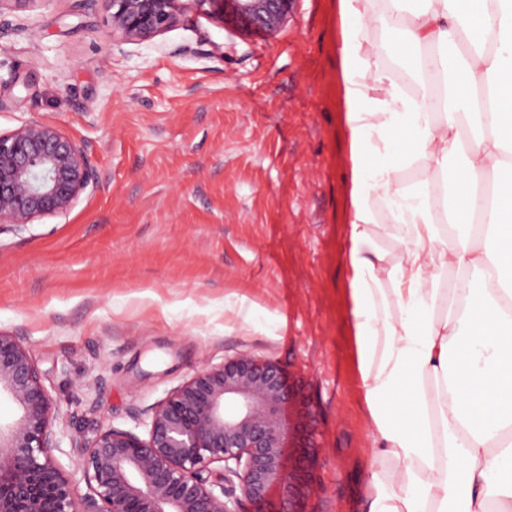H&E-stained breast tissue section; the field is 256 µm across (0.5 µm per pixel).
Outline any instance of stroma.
I'll list each match as a JSON object with an SVG mask.
<instances>
[{"label": "stroma", "mask_w": 512, "mask_h": 512, "mask_svg": "<svg viewBox=\"0 0 512 512\" xmlns=\"http://www.w3.org/2000/svg\"><path fill=\"white\" fill-rule=\"evenodd\" d=\"M10 18L0 131L38 113L84 140L102 177L68 216L0 232V332L56 402L57 467L87 494L71 439L146 435L171 390L250 353L315 407L307 512H368L336 0H295L274 33L192 8L120 52L101 0H29Z\"/></svg>", "instance_id": "stroma-1"}]
</instances>
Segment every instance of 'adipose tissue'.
I'll list each match as a JSON object with an SVG mask.
<instances>
[{"instance_id":"ef3b65f1","label":"adipose tissue","mask_w":512,"mask_h":512,"mask_svg":"<svg viewBox=\"0 0 512 512\" xmlns=\"http://www.w3.org/2000/svg\"><path fill=\"white\" fill-rule=\"evenodd\" d=\"M338 13L368 510L512 512V0Z\"/></svg>"}]
</instances>
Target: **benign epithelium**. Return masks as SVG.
<instances>
[{
    "label": "benign epithelium",
    "mask_w": 512,
    "mask_h": 512,
    "mask_svg": "<svg viewBox=\"0 0 512 512\" xmlns=\"http://www.w3.org/2000/svg\"><path fill=\"white\" fill-rule=\"evenodd\" d=\"M29 0H0V33L20 30L3 12ZM112 45L147 41L175 26L183 0H101ZM239 25L274 32L295 0H189ZM101 176L82 140L37 116L0 132V228L67 215ZM19 407L0 424V512H248L282 493L276 512H306L320 448L313 411L281 367L242 354L210 365L152 409L147 437L109 427L74 439L90 493L80 496L54 464L55 401L31 353L0 332V392ZM222 464L210 480L203 473Z\"/></svg>",
    "instance_id": "7a95c632"
}]
</instances>
